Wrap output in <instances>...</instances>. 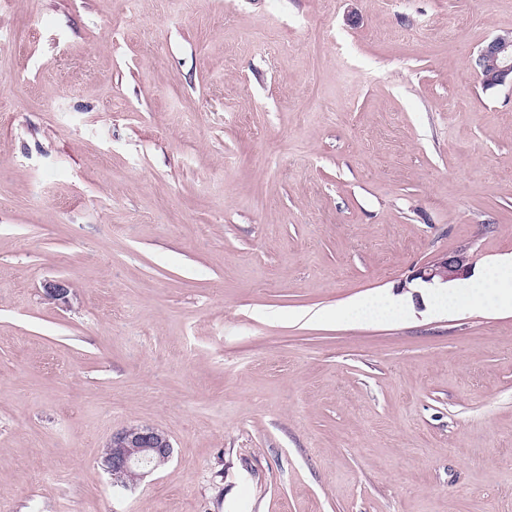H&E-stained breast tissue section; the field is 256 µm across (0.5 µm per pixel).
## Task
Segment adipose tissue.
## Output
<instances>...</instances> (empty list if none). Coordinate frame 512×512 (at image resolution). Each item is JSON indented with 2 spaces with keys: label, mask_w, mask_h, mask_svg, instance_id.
I'll return each instance as SVG.
<instances>
[{
  "label": "adipose tissue",
  "mask_w": 512,
  "mask_h": 512,
  "mask_svg": "<svg viewBox=\"0 0 512 512\" xmlns=\"http://www.w3.org/2000/svg\"><path fill=\"white\" fill-rule=\"evenodd\" d=\"M495 269L497 276L492 283L462 282L438 293L434 298L435 308L448 312L464 304L481 308L512 307V261L496 264Z\"/></svg>",
  "instance_id": "1"
}]
</instances>
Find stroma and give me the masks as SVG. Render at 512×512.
<instances>
[{"label":"stroma","instance_id":"35a3bbf8","mask_svg":"<svg viewBox=\"0 0 512 512\" xmlns=\"http://www.w3.org/2000/svg\"><path fill=\"white\" fill-rule=\"evenodd\" d=\"M507 32L512 0H0V512H512V310L413 279L512 256V86L474 68ZM131 425L172 455L117 491ZM471 264L466 248L438 255L421 267L415 279L429 285L448 284V281L464 279L469 275ZM412 309L410 299H399L392 296L354 302L345 307L343 317L356 319H390Z\"/></svg>","mask_w":512,"mask_h":512}]
</instances>
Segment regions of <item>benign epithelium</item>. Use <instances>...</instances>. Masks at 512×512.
<instances>
[{
  "label": "benign epithelium",
  "instance_id": "1",
  "mask_svg": "<svg viewBox=\"0 0 512 512\" xmlns=\"http://www.w3.org/2000/svg\"><path fill=\"white\" fill-rule=\"evenodd\" d=\"M477 72L487 88L512 83V36L498 35L486 43L476 56ZM467 249L438 255L421 267L416 278L429 285H443L469 275ZM172 445L161 431L147 426H131L112 435L103 464L112 476V486L126 490L146 473L165 464Z\"/></svg>",
  "mask_w": 512,
  "mask_h": 512
}]
</instances>
